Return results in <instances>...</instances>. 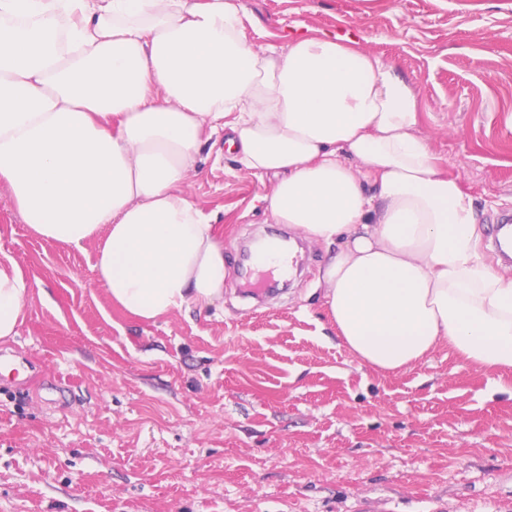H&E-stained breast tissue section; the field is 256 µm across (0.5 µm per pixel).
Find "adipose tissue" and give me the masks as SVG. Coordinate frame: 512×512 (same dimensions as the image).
Segmentation results:
<instances>
[{
  "label": "adipose tissue",
  "mask_w": 512,
  "mask_h": 512,
  "mask_svg": "<svg viewBox=\"0 0 512 512\" xmlns=\"http://www.w3.org/2000/svg\"><path fill=\"white\" fill-rule=\"evenodd\" d=\"M240 0H0V188L38 237L100 238L97 278L143 321L224 297V240L182 192L205 132L277 182L275 223L335 246L317 280L360 363L442 342L512 369V275L417 135L414 91L354 41L248 39ZM30 291L0 261V340Z\"/></svg>",
  "instance_id": "obj_1"
}]
</instances>
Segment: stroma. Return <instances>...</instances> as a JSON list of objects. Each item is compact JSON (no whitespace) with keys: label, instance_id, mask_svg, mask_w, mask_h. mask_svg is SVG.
<instances>
[{"label":"stroma","instance_id":"35a3bbf8","mask_svg":"<svg viewBox=\"0 0 512 512\" xmlns=\"http://www.w3.org/2000/svg\"><path fill=\"white\" fill-rule=\"evenodd\" d=\"M249 39L349 38L413 87L418 135L459 177L488 237L512 211V0H241ZM225 132L183 187L224 236V300L147 322L96 280L99 242L35 236L0 189V259L31 285L0 352V512H512V370L448 346L410 368L359 363L338 336L306 241L288 291L242 296L250 241L298 232L261 199Z\"/></svg>","mask_w":512,"mask_h":512}]
</instances>
